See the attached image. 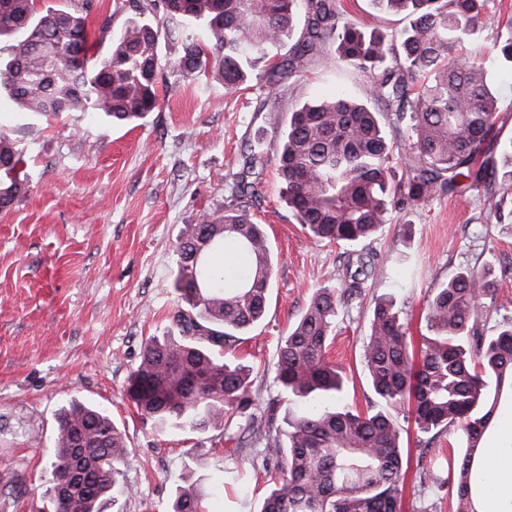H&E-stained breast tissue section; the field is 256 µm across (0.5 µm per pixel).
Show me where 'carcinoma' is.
<instances>
[{
    "instance_id": "carcinoma-1",
    "label": "carcinoma",
    "mask_w": 512,
    "mask_h": 512,
    "mask_svg": "<svg viewBox=\"0 0 512 512\" xmlns=\"http://www.w3.org/2000/svg\"><path fill=\"white\" fill-rule=\"evenodd\" d=\"M303 2L305 26L287 53ZM409 18L396 43L345 20L336 0H131L130 17L110 50L90 63L86 20L96 0L49 9L35 17L34 0H0V92L33 117L100 112L115 121L158 107V42L165 35L184 75L213 71L232 91L254 79L288 90L323 49L370 75L372 96L385 105L342 95L306 103L288 115L277 153L287 202L317 242L366 245L393 211L427 203L436 194L483 190L486 220L512 223V150L503 173L483 161L497 137L498 97L483 63L451 59L475 41L487 0H378ZM161 14L162 30L141 20ZM404 138L401 176L391 166L393 142ZM17 141L0 135V210L26 188L17 167ZM263 166L243 156L228 184L232 207L187 224L177 239L172 325L141 349L127 397L162 428L183 433L240 431L256 422L250 369L226 358L266 316L274 258L249 198ZM232 246L250 257L248 273L232 288L223 267L209 263ZM373 260L359 255L346 268L343 289L323 287L310 298L278 346L276 381L296 410L287 428L269 435L264 456L275 462L273 485L260 512H400L405 448L395 415H413L418 432L460 434L464 452L448 465L444 484L453 512H478L475 471L482 441L502 399L512 396V319L498 332L480 331L486 303H494L491 267L461 270L428 295L420 357L390 297L375 301L363 341V362L378 403L358 412L342 400L345 378L327 359L338 298L360 294L374 279ZM55 460L49 488L52 512H107L111 491L130 450L122 431L101 409L76 399L55 414ZM172 512H204V497L180 490Z\"/></svg>"
}]
</instances>
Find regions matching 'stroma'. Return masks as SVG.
Here are the masks:
<instances>
[{"instance_id":"1","label":"stroma","mask_w":512,"mask_h":512,"mask_svg":"<svg viewBox=\"0 0 512 512\" xmlns=\"http://www.w3.org/2000/svg\"><path fill=\"white\" fill-rule=\"evenodd\" d=\"M345 18L365 30L399 37L402 16L379 10L375 0H337ZM130 13L124 0H98L87 21L94 56L109 44L99 28L120 32ZM477 42L499 90L500 144L512 142V62L497 45L512 36V0H489ZM159 106L143 118L114 122L96 112L33 118L0 99V132L23 151L30 188L0 212V512H48L46 475L52 462L57 410L71 399L105 410L127 435L131 451L109 512H170L179 486L198 483L209 493L206 512H259L273 462L259 450L267 431H282L289 411L276 383L277 348L317 289L340 284L352 247L316 242L298 224L276 171L289 112L335 95L370 96L361 72L326 55L272 92L275 110L263 108L256 83L227 91L212 77H184L167 43H159ZM261 143L265 165L260 197L250 212L263 224L276 267L265 319L245 335L236 355L251 368L259 407L273 405L271 426H260L247 447L223 432H159L126 395L142 342L167 331L177 301L171 271L184 225L223 210L224 178L238 172L242 152ZM482 197L438 195L408 212L391 213L370 244L377 274L361 295L337 307L329 358L348 376L344 398L366 410L376 396L362 360L377 297H393L409 334L419 338L430 289L460 270L492 266L496 302L484 319L494 334L512 317V224L486 222ZM396 421L410 459L402 512H451L442 483L448 438L428 452L410 415ZM247 473L238 491L223 488L217 466Z\"/></svg>"}]
</instances>
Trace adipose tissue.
<instances>
[{"label":"adipose tissue","instance_id":"adipose-tissue-1","mask_svg":"<svg viewBox=\"0 0 512 512\" xmlns=\"http://www.w3.org/2000/svg\"><path fill=\"white\" fill-rule=\"evenodd\" d=\"M484 501L490 512H512V415L502 424L497 442L486 446L482 458Z\"/></svg>","mask_w":512,"mask_h":512}]
</instances>
